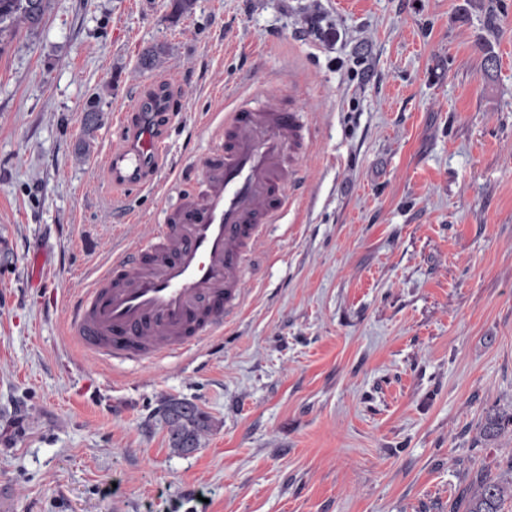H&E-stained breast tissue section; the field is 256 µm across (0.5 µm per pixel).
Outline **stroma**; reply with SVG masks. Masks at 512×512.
Listing matches in <instances>:
<instances>
[{"mask_svg": "<svg viewBox=\"0 0 512 512\" xmlns=\"http://www.w3.org/2000/svg\"><path fill=\"white\" fill-rule=\"evenodd\" d=\"M160 87L168 153L113 200V123ZM265 97L303 141L237 317L186 353L95 361L74 301L161 222L167 173L200 177L226 115ZM3 252L9 512H448L512 458V432L478 439L512 412V0H50L0 37ZM169 398L210 420L194 452ZM163 417L173 448L188 453L199 447L200 436L208 428V420L196 405L185 401H168Z\"/></svg>", "mask_w": 512, "mask_h": 512, "instance_id": "1", "label": "stroma"}]
</instances>
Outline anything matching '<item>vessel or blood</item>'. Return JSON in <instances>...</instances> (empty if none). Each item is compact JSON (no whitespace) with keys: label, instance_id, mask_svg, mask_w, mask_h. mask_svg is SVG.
<instances>
[{"label":"vessel or blood","instance_id":"obj_1","mask_svg":"<svg viewBox=\"0 0 512 512\" xmlns=\"http://www.w3.org/2000/svg\"><path fill=\"white\" fill-rule=\"evenodd\" d=\"M298 112L244 104L146 244L113 255L74 304L70 327L106 362L159 359L222 335L238 309L246 260L288 209ZM165 154L151 125L108 155L113 180L148 187Z\"/></svg>","mask_w":512,"mask_h":512}]
</instances>
